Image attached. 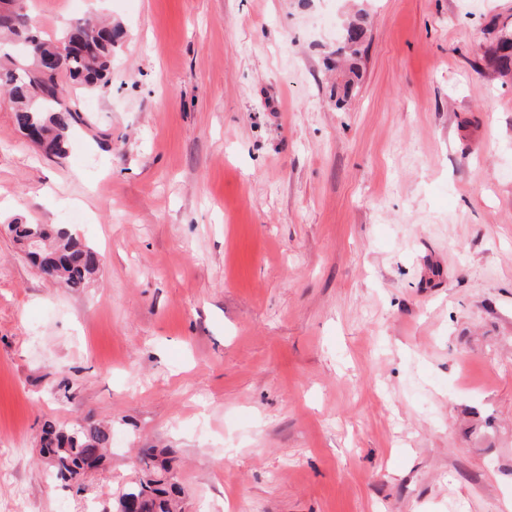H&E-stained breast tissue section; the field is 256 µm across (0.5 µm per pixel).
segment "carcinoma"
<instances>
[{
    "instance_id": "1",
    "label": "carcinoma",
    "mask_w": 512,
    "mask_h": 512,
    "mask_svg": "<svg viewBox=\"0 0 512 512\" xmlns=\"http://www.w3.org/2000/svg\"><path fill=\"white\" fill-rule=\"evenodd\" d=\"M22 4L0 9V34L15 41H28V51L0 62V85L9 88L14 117L21 129L36 127L41 132L38 147L47 156L64 155L71 131L88 125L78 104L64 96V81H78L95 88L112 65L118 28L111 23L86 21L64 41L40 39L23 21ZM490 64L502 77L512 78V22L496 24ZM364 28L355 23L346 27L342 45L336 49L339 65L346 67L345 79L333 89L336 104L350 97L358 78L357 61L362 55ZM8 231L19 244L29 243L27 257L41 270L52 269L54 279L73 291L93 280L100 267L99 253L84 243L64 224H36L12 220ZM112 447V430L98 424L42 427L39 453L65 484L80 479L88 469L103 461V451ZM143 468L133 485L113 502V512H181V488L173 467L158 460L153 448L141 453Z\"/></svg>"
}]
</instances>
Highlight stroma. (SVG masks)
<instances>
[{"label": "stroma", "instance_id": "stroma-1", "mask_svg": "<svg viewBox=\"0 0 512 512\" xmlns=\"http://www.w3.org/2000/svg\"><path fill=\"white\" fill-rule=\"evenodd\" d=\"M367 12L354 94L327 70ZM125 30L44 156L0 93V512H98L168 448L182 512H512V0H26ZM73 225L80 291L6 224ZM110 425L82 488L44 421ZM491 33L495 46L490 64L501 77L512 78V22L503 21L501 26L495 24Z\"/></svg>", "mask_w": 512, "mask_h": 512}]
</instances>
